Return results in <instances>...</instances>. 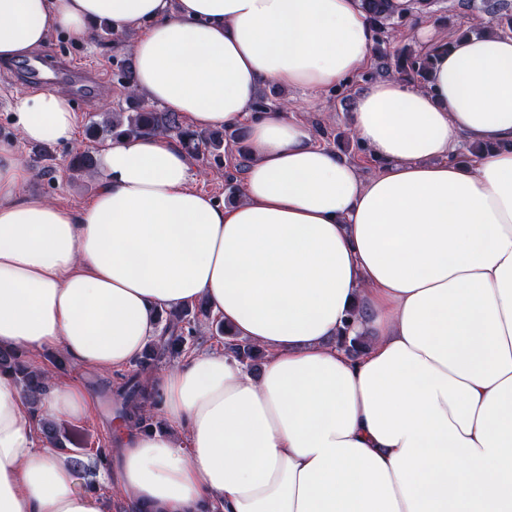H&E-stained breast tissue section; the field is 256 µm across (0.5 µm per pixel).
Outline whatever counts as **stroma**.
<instances>
[{
  "label": "stroma",
  "mask_w": 512,
  "mask_h": 512,
  "mask_svg": "<svg viewBox=\"0 0 512 512\" xmlns=\"http://www.w3.org/2000/svg\"><path fill=\"white\" fill-rule=\"evenodd\" d=\"M484 0H439L432 13L422 17L404 18L402 29L407 35L406 42L412 49L422 50L413 30L419 24H426L435 30L437 37L449 40L467 28L474 15L484 13ZM126 43L112 40H99L97 36L76 41L62 33L52 34L42 46L37 56L59 63L71 60L82 62L99 69L104 75H111L113 59L129 57ZM392 57H380L372 53L369 65L356 77L339 84L335 91L315 100H303L298 93H288V107L291 111L304 114L313 127L321 129L322 143L335 149L340 157L360 163L364 174H371L374 163L368 162L354 142L348 141L350 112L356 96L369 83L385 78L386 67L392 65ZM22 61L8 64L0 63V141L15 142L26 166L30 178L26 185L28 192L43 196L70 208L84 205L95 193L98 171L76 173L70 170L69 162L75 149L81 148L99 154L104 143L95 138L88 130L92 116L102 112L104 105H117L127 95L119 85H112L110 91L98 94L84 105H77L79 114L76 146L60 145L47 147L22 142L17 130L11 123L10 105L14 98L24 94L23 86L17 85L13 75L20 72ZM68 376L78 381L95 401L93 415L78 422L87 447L108 448L112 445V426L115 413L110 409L106 398V383L116 382V375L100 376L85 371L75 362H68Z\"/></svg>",
  "instance_id": "obj_1"
}]
</instances>
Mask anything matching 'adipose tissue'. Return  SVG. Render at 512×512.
I'll list each match as a JSON object with an SVG mask.
<instances>
[{
	"instance_id": "1",
	"label": "adipose tissue",
	"mask_w": 512,
	"mask_h": 512,
	"mask_svg": "<svg viewBox=\"0 0 512 512\" xmlns=\"http://www.w3.org/2000/svg\"><path fill=\"white\" fill-rule=\"evenodd\" d=\"M104 22L135 32L138 87L193 129L241 127L243 200L195 188L172 137L116 140L74 210L24 192L0 144V348L130 366L157 312L205 300L259 372L185 351L105 478L135 512H512V33L453 39L430 89L390 77L350 115L362 176L260 86L320 97L369 62L360 0H0V62ZM23 141L76 139L65 90L17 96ZM480 145L467 161L461 141ZM359 355L336 345L342 328ZM40 416L0 374V512H103L41 419L95 402L50 374ZM227 349L241 364L253 371L260 369L265 358L261 348L245 340L228 343Z\"/></svg>"
}]
</instances>
